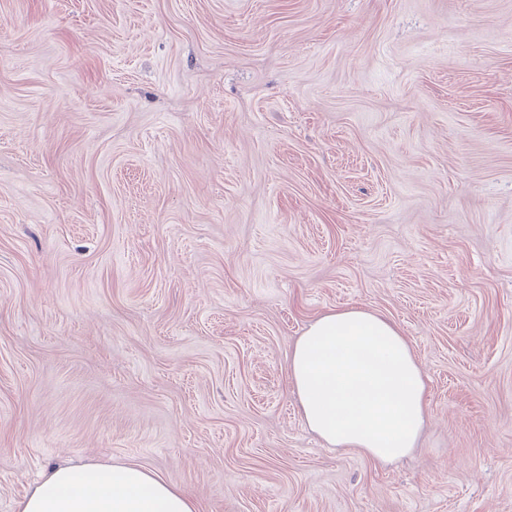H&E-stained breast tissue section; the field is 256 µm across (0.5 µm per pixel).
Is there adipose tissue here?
<instances>
[{
    "mask_svg": "<svg viewBox=\"0 0 512 512\" xmlns=\"http://www.w3.org/2000/svg\"><path fill=\"white\" fill-rule=\"evenodd\" d=\"M307 427L329 447L387 464L417 448L428 416L425 374L399 328L363 308L313 320L287 358ZM18 512H198L162 475L132 463L57 466Z\"/></svg>",
    "mask_w": 512,
    "mask_h": 512,
    "instance_id": "ef3b65f1",
    "label": "adipose tissue"
}]
</instances>
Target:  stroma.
Segmentation results:
<instances>
[{"label": "stroma", "mask_w": 512, "mask_h": 512, "mask_svg": "<svg viewBox=\"0 0 512 512\" xmlns=\"http://www.w3.org/2000/svg\"><path fill=\"white\" fill-rule=\"evenodd\" d=\"M359 307L406 458L286 356ZM135 462L200 512H512V0H0V512ZM307 427L330 448L387 464L417 448L428 416L425 374L399 328L363 308L313 320L287 358Z\"/></svg>", "instance_id": "stroma-1"}]
</instances>
